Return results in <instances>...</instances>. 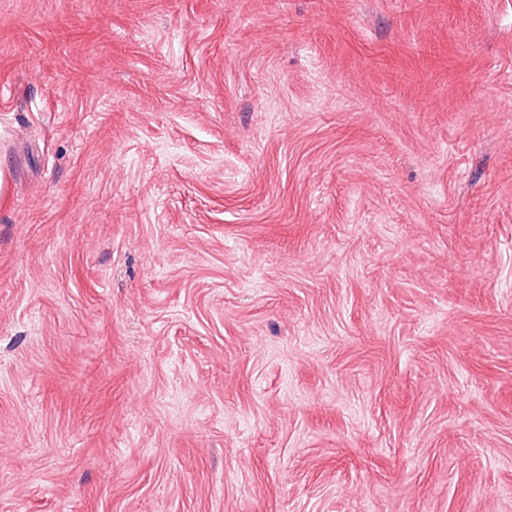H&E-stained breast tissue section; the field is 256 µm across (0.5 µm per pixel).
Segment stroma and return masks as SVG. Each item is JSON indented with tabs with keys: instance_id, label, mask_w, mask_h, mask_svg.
<instances>
[{
	"instance_id": "obj_1",
	"label": "stroma",
	"mask_w": 512,
	"mask_h": 512,
	"mask_svg": "<svg viewBox=\"0 0 512 512\" xmlns=\"http://www.w3.org/2000/svg\"><path fill=\"white\" fill-rule=\"evenodd\" d=\"M0 512H512V0H0Z\"/></svg>"
}]
</instances>
